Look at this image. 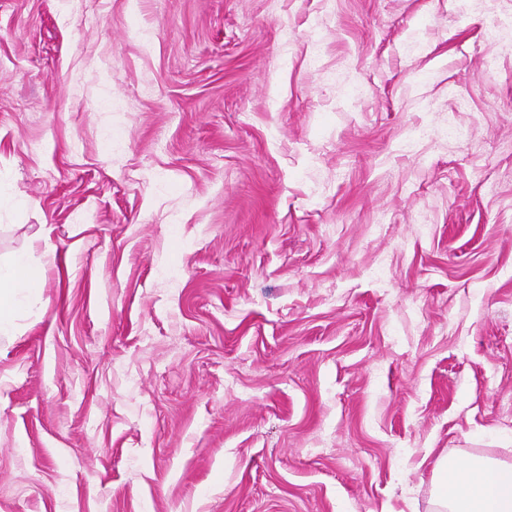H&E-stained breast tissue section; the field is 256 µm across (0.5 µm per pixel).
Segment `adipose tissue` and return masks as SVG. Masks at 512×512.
<instances>
[{"instance_id": "ef3b65f1", "label": "adipose tissue", "mask_w": 512, "mask_h": 512, "mask_svg": "<svg viewBox=\"0 0 512 512\" xmlns=\"http://www.w3.org/2000/svg\"><path fill=\"white\" fill-rule=\"evenodd\" d=\"M39 290L26 254H15L0 266V334H8L21 292ZM433 512H512V463L472 456L460 461L439 458L433 473Z\"/></svg>"}]
</instances>
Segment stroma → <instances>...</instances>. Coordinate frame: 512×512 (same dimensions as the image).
Returning a JSON list of instances; mask_svg holds the SVG:
<instances>
[{
    "label": "stroma",
    "instance_id": "obj_1",
    "mask_svg": "<svg viewBox=\"0 0 512 512\" xmlns=\"http://www.w3.org/2000/svg\"><path fill=\"white\" fill-rule=\"evenodd\" d=\"M511 43L512 0H0V512L512 463ZM34 294L39 281L29 266L25 253L15 254L10 262L0 264V334L6 335L13 327L20 305V292Z\"/></svg>",
    "mask_w": 512,
    "mask_h": 512
}]
</instances>
